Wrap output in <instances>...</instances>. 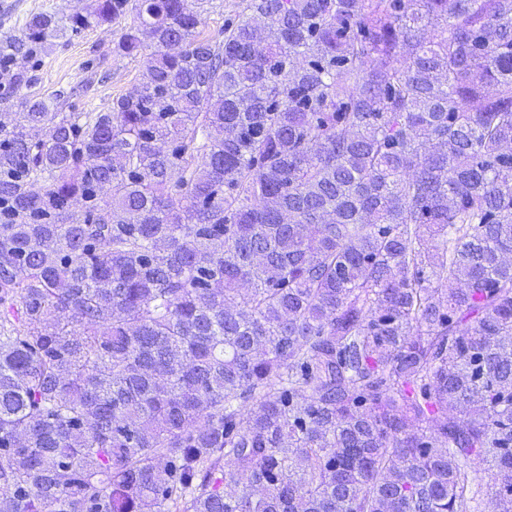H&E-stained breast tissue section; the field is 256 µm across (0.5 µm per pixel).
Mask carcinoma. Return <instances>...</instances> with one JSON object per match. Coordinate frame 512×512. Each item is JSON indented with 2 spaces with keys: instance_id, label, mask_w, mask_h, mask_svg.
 I'll return each mask as SVG.
<instances>
[{
  "instance_id": "obj_1",
  "label": "carcinoma",
  "mask_w": 512,
  "mask_h": 512,
  "mask_svg": "<svg viewBox=\"0 0 512 512\" xmlns=\"http://www.w3.org/2000/svg\"><path fill=\"white\" fill-rule=\"evenodd\" d=\"M128 14L0 113V512H512V0H92L0 96ZM245 0H207V2L196 5L201 14L202 25L199 28L204 36L213 39H222L221 32L224 30V19L241 13L246 7ZM127 20L92 24L78 34L49 45L32 60L28 74L33 87H25L8 102L0 101V112H23L19 98L32 93L44 96L64 92L63 112H107L117 97L138 83L146 67L149 51L133 55L115 52Z\"/></svg>"
}]
</instances>
